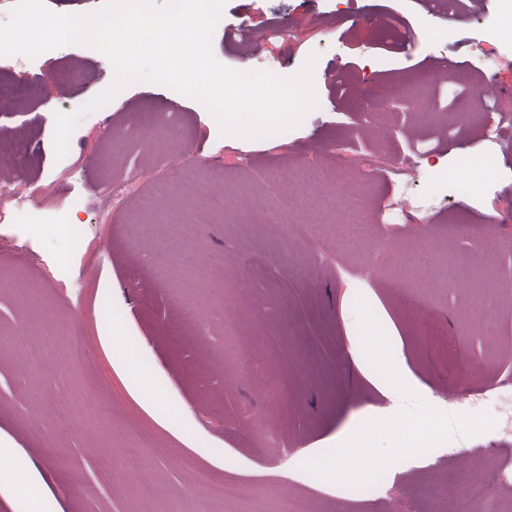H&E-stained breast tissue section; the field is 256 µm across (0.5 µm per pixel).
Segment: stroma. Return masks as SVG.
<instances>
[{
	"mask_svg": "<svg viewBox=\"0 0 512 512\" xmlns=\"http://www.w3.org/2000/svg\"><path fill=\"white\" fill-rule=\"evenodd\" d=\"M272 28L285 40H263ZM213 50L230 68L281 76L318 52L317 109L288 135L248 140L221 135L197 101L137 83L84 117L59 159L56 113L105 89L112 64L71 44L8 74L30 92L0 112V138L28 152L0 159V178L27 194L29 213L0 206V445L11 452L0 512H28L34 486L39 512H199L202 473L244 488L209 512H292L299 498L312 512H436L423 487L448 471L512 472V435L494 431L392 464L388 498L303 469L402 405L362 351L355 296L437 409L461 412L512 375V249L498 269L483 265L487 249L512 241V128L500 142L485 135L512 115V0H446L442 11L418 0H227ZM437 55L463 66L439 79L428 66ZM486 78L499 89L481 110L473 91ZM401 91L414 111L387 108ZM307 166L325 173V210L285 258L275 240L304 218L293 181ZM186 167L194 185L180 178ZM158 180L168 193L134 229ZM243 196L258 206L240 209ZM351 216L372 233L342 253L326 227ZM188 218L197 253L171 281L156 245ZM239 224L254 225L250 239L237 238ZM222 251L237 265L216 278L206 258ZM62 392L65 427L48 409ZM129 448L139 471L120 461ZM187 453L199 472L179 468ZM142 471L153 497L138 490Z\"/></svg>",
	"mask_w": 512,
	"mask_h": 512,
	"instance_id": "1",
	"label": "stroma"
}]
</instances>
